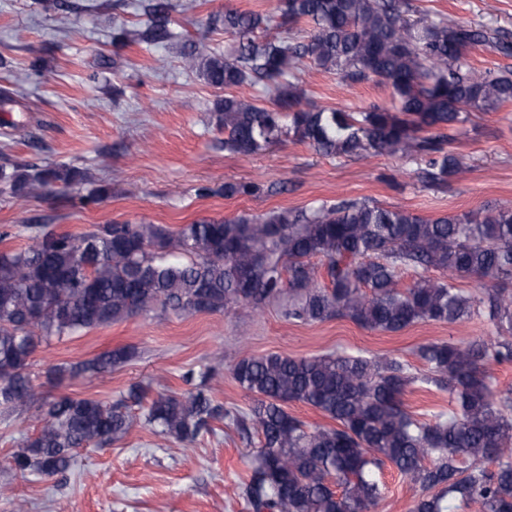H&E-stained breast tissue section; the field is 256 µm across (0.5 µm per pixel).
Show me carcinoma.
<instances>
[{"instance_id": "obj_1", "label": "carcinoma", "mask_w": 512, "mask_h": 512, "mask_svg": "<svg viewBox=\"0 0 512 512\" xmlns=\"http://www.w3.org/2000/svg\"><path fill=\"white\" fill-rule=\"evenodd\" d=\"M190 0H144L146 20L116 28L112 43L160 45L174 37L171 12ZM410 0H282L277 16L226 8L210 18L236 45L228 54L193 47L185 70L229 93L211 120L224 151L251 156L285 140L336 158L419 155L424 178L442 184L457 172L446 145L473 112L512 104V71L479 68L484 48L512 56V37L428 13L416 21ZM285 37L263 38L272 21ZM304 23L306 39L293 30ZM352 83L384 84L390 105L316 109L304 103L303 61ZM261 85L269 109L230 93ZM66 164L31 173H0L13 195L71 185ZM259 187L227 182V198ZM318 259L319 264L312 263ZM417 277L407 288L398 273ZM431 270L444 278L428 275ZM463 279L491 288L470 292ZM286 299L284 315L315 323L347 318L370 331L396 334L420 322L486 317L496 336L418 347L417 369L388 355L336 351L312 357L270 353L239 359L233 376L252 398L245 410L216 404L200 383L187 396L131 387L115 400L54 397L43 425L22 440L11 469L56 480L77 450L110 445L138 423L154 434L193 442L219 419L261 446L239 496L250 512H366L382 498L378 479L391 466L416 490L414 512H512V387L500 388L487 363L512 362V204L424 218L399 207L342 199L310 209H272L203 220L172 231L161 224H98L80 234L37 229L22 249H0V412L35 400L28 369L42 343L148 315L259 311ZM128 347L105 351L48 373H99L132 358ZM413 386L448 393L454 407L424 419L403 404ZM300 402L334 421L309 426L288 413ZM140 414H134V409ZM496 463L488 468V463Z\"/></svg>"}]
</instances>
